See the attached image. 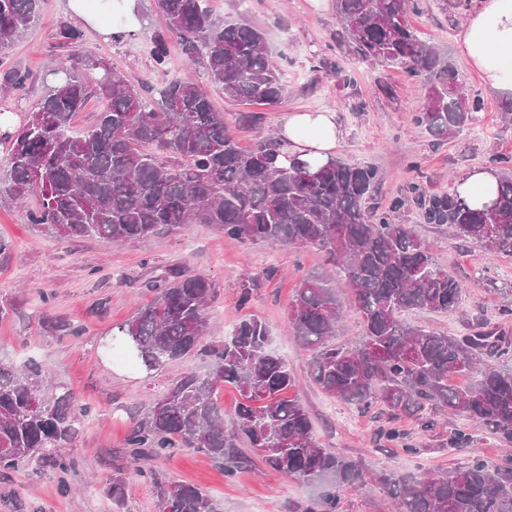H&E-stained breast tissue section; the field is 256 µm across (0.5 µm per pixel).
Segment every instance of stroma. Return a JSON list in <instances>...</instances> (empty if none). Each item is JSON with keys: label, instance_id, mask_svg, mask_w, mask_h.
<instances>
[{"label": "stroma", "instance_id": "35a3bbf8", "mask_svg": "<svg viewBox=\"0 0 512 512\" xmlns=\"http://www.w3.org/2000/svg\"><path fill=\"white\" fill-rule=\"evenodd\" d=\"M87 4L98 20L81 24L80 52L106 60L132 83L150 82L151 36L163 26L154 0H134L141 33L132 39L109 35L117 16L104 8L102 0ZM416 4L408 13L410 24L455 60L469 94L482 103L474 120L444 144L435 145L414 121L426 93L423 83L402 68L359 61L340 36L334 9L320 10L313 0H209L217 18L240 14L263 28L285 85L273 107L249 110L218 91L211 94L214 107L235 123L236 136L245 147L255 144L256 130L277 133L290 112H335L343 132L336 157L379 169L382 181L373 203L380 207L403 194L409 183L437 193L492 157L512 159V124L504 125L500 115L504 99L491 95L456 52L455 36L474 0H448L444 12L436 0ZM71 19L69 0H41L39 21L5 48L6 64L31 77L24 91L0 92V113L10 116L13 125H20L52 89V69L70 54L59 47L55 27ZM35 203L31 197L22 206L0 194V238L12 245L9 258H0V361L18 365L31 356L40 359L49 379L68 388L80 403L90 406L91 413L68 450L77 463L67 477L68 495L60 494L52 469L23 466L0 476V512H158L156 487L126 461L121 443L133 417L145 413L152 398L181 373H202L206 365L188 357L149 375L121 353L105 354L101 344L113 325L129 319L151 299L148 280L171 268L215 281L209 340L221 339L243 315L265 321L273 348L293 371L296 383L290 394L308 409L322 447L364 460L377 470L417 474L463 465L474 452L495 460L504 455L490 432L461 416L448 418L429 432L419 453H406L398 444L377 440V430L388 423L380 409L360 412L311 382V353L289 327L288 306L302 276L327 269L316 248L242 243L207 224H188L121 246L95 237L60 239L29 224L27 209ZM401 221L413 227L442 269L467 286L456 310L443 316L414 310L405 313V320L451 336L466 333L479 318L500 321L501 291L512 289V257L488 259L475 242L453 236L447 227L425 223L413 205L403 209ZM244 294L249 301L243 305L239 299ZM48 315L65 319L76 335L47 332L42 319ZM456 428L472 433V448L449 447L448 436ZM91 455L97 458L92 473L83 464ZM154 468L168 482L203 487L217 512H285L288 503L316 493L315 487L287 480L261 462L227 479L209 458L188 449L156 460ZM117 469L126 479L119 503L105 492Z\"/></svg>", "mask_w": 512, "mask_h": 512}]
</instances>
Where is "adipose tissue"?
<instances>
[{
  "label": "adipose tissue",
  "instance_id": "1",
  "mask_svg": "<svg viewBox=\"0 0 512 512\" xmlns=\"http://www.w3.org/2000/svg\"><path fill=\"white\" fill-rule=\"evenodd\" d=\"M456 46L491 93L512 97V0H479ZM280 133L290 155L314 167L334 157L341 137L332 112L289 113Z\"/></svg>",
  "mask_w": 512,
  "mask_h": 512
}]
</instances>
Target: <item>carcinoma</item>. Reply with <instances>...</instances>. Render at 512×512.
<instances>
[{"mask_svg": "<svg viewBox=\"0 0 512 512\" xmlns=\"http://www.w3.org/2000/svg\"><path fill=\"white\" fill-rule=\"evenodd\" d=\"M39 0H0V46L38 17ZM164 29L152 36L153 103L124 82L110 64L80 51L54 70L57 81L18 129L5 135L11 197L40 196L27 213L36 228L61 238L98 237L125 243L186 224H210L224 236L271 246L314 247L353 291L362 336L352 346L334 342L342 307L328 279L302 278L290 303L294 336L312 353L311 376L325 393L361 411L379 406L390 424L377 438L414 454L418 444L397 420L413 418L420 435L443 412L484 426L501 445H512V371L485 362L512 359V338L482 322L463 336L414 326L411 310L444 314L457 307L465 285L435 261L427 245L397 214L412 202L428 224L448 226L480 243L492 257L512 255V174H499L491 205L472 209L455 189L425 195L411 183L386 209L368 205L381 181L375 167L332 159L315 171L288 159V142L262 136L242 148L206 88L170 76L172 46L201 65L224 97L245 105L274 106L284 93L278 63L265 32L244 18L219 22L206 0H155ZM409 0H334L349 47L368 65H398L428 85L415 122L441 145L459 134L480 108L464 81L407 19ZM81 31L61 21L56 39L75 47ZM29 74L4 73L3 87L22 91ZM102 107L81 133L72 117L91 97ZM154 297L112 328L103 343L147 371L200 356L208 370L182 373L129 428L123 448L137 472L159 489V512H215L210 495L194 485L165 484L140 466L184 449L208 456L233 479L269 468L303 484L326 482L320 496L288 504V512H340V489L358 490L365 475L387 490L397 512H512V459L479 454L452 470L417 476L376 472L316 441L308 410L286 395L294 386L288 364L271 347L264 321L249 315L224 339L206 341L208 308L216 283L205 275L170 269L152 280ZM474 373L464 387L451 374ZM236 387L243 399L225 424L219 393ZM89 407L46 381L41 361L0 364V470L21 464L61 474L73 467L72 447Z\"/></svg>", "mask_w": 512, "mask_h": 512, "instance_id": "obj_1", "label": "carcinoma"}]
</instances>
